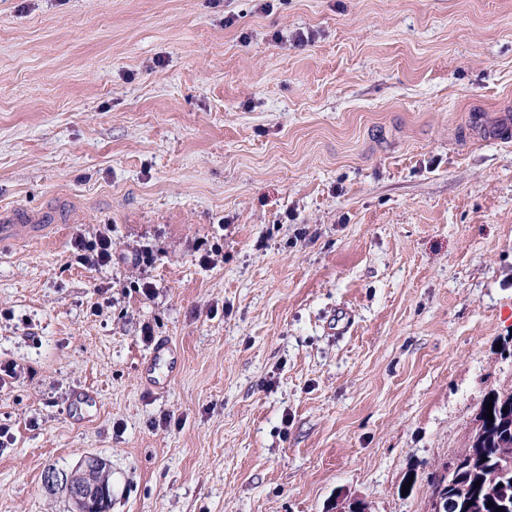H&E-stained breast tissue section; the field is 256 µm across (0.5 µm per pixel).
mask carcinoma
<instances>
[{"mask_svg":"<svg viewBox=\"0 0 512 512\" xmlns=\"http://www.w3.org/2000/svg\"><path fill=\"white\" fill-rule=\"evenodd\" d=\"M493 420L482 407L469 447L455 462L434 474L431 484L443 483L448 512H512V392H491Z\"/></svg>","mask_w":512,"mask_h":512,"instance_id":"obj_1","label":"carcinoma"}]
</instances>
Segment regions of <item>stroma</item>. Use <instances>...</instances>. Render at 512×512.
Wrapping results in <instances>:
<instances>
[{
	"mask_svg": "<svg viewBox=\"0 0 512 512\" xmlns=\"http://www.w3.org/2000/svg\"><path fill=\"white\" fill-rule=\"evenodd\" d=\"M502 112L512 0H0V512L87 455L109 512H428L512 391ZM474 128L478 134L488 135L494 139L508 140L512 138V114L503 112L497 124L492 127H484L479 118H474ZM74 248L75 260L81 265L103 268L112 264V238L107 232H99L91 240L79 236Z\"/></svg>",
	"mask_w": 512,
	"mask_h": 512,
	"instance_id": "1",
	"label": "stroma"
}]
</instances>
